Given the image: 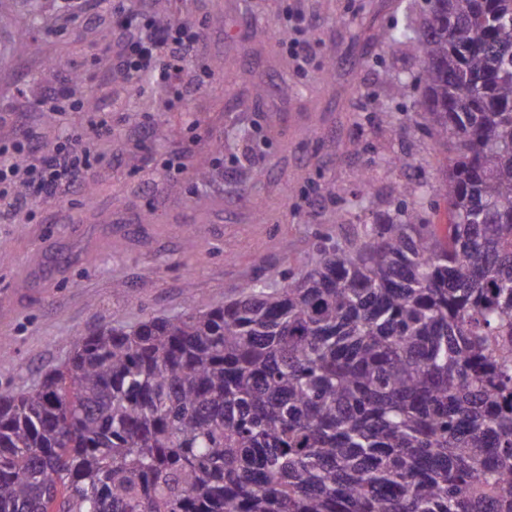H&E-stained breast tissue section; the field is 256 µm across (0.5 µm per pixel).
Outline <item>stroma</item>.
<instances>
[{"mask_svg":"<svg viewBox=\"0 0 512 512\" xmlns=\"http://www.w3.org/2000/svg\"><path fill=\"white\" fill-rule=\"evenodd\" d=\"M153 8L161 21L206 22L199 56L214 68L208 84L167 110L149 81L81 80L74 109L54 114L40 101L104 52L110 11L85 21L71 17L67 0H0V141L29 126L44 146L62 144L92 111L119 123L101 146L107 162L86 176L93 197L72 191L0 224V291L9 293L0 298V393L28 388L64 363L72 337L113 318L177 316L188 292L220 304L244 281L311 268L322 244L356 239L404 185H439L448 168L411 111L419 59L387 44L393 25L419 27L425 0H155ZM288 8L310 20L317 45L303 71L279 45ZM395 76L407 79L404 91ZM150 120L165 123L164 138L145 133ZM401 153L410 170L388 166ZM201 166L209 177L197 175Z\"/></svg>","mask_w":512,"mask_h":512,"instance_id":"1","label":"stroma"}]
</instances>
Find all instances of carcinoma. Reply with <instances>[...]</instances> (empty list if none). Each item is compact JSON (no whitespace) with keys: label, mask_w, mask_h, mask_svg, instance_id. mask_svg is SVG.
<instances>
[{"label":"carcinoma","mask_w":512,"mask_h":512,"mask_svg":"<svg viewBox=\"0 0 512 512\" xmlns=\"http://www.w3.org/2000/svg\"><path fill=\"white\" fill-rule=\"evenodd\" d=\"M412 186L311 269L118 319L0 395V512H512V0H425Z\"/></svg>","instance_id":"obj_1"}]
</instances>
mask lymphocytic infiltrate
Here are the masks:
<instances>
[{
  "label": "lymphocytic infiltrate",
  "instance_id": "1",
  "mask_svg": "<svg viewBox=\"0 0 512 512\" xmlns=\"http://www.w3.org/2000/svg\"><path fill=\"white\" fill-rule=\"evenodd\" d=\"M113 50L108 59L94 60L84 70L91 81H107L113 72L147 78L163 86L168 102L183 100L191 83L212 77L206 63L196 60L198 24L181 20L159 22L145 10L131 9L127 0H110ZM283 40L297 70H304L316 51L308 36L309 21L288 13ZM107 120L88 115L64 149H35L31 141L13 140L0 145V223H13L18 212L37 201H52L65 191L81 188L90 158L101 141L111 138Z\"/></svg>",
  "mask_w": 512,
  "mask_h": 512
}]
</instances>
